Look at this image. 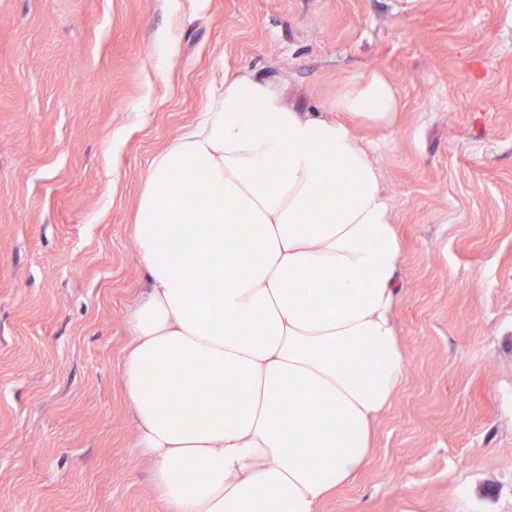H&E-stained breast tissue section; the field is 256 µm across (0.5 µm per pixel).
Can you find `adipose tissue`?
<instances>
[{
    "label": "adipose tissue",
    "mask_w": 512,
    "mask_h": 512,
    "mask_svg": "<svg viewBox=\"0 0 512 512\" xmlns=\"http://www.w3.org/2000/svg\"><path fill=\"white\" fill-rule=\"evenodd\" d=\"M397 105L374 74L338 95L335 117L301 112L239 71L153 159L120 385L166 512H319L368 463L406 358L400 242L353 124ZM228 224L250 225L247 240L225 242Z\"/></svg>",
    "instance_id": "obj_1"
}]
</instances>
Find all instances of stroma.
<instances>
[{
  "mask_svg": "<svg viewBox=\"0 0 512 512\" xmlns=\"http://www.w3.org/2000/svg\"><path fill=\"white\" fill-rule=\"evenodd\" d=\"M248 72L356 124L401 242L406 356L320 512H512V0H0V512H164L120 389L152 159Z\"/></svg>",
  "mask_w": 512,
  "mask_h": 512,
  "instance_id": "obj_1",
  "label": "stroma"
}]
</instances>
